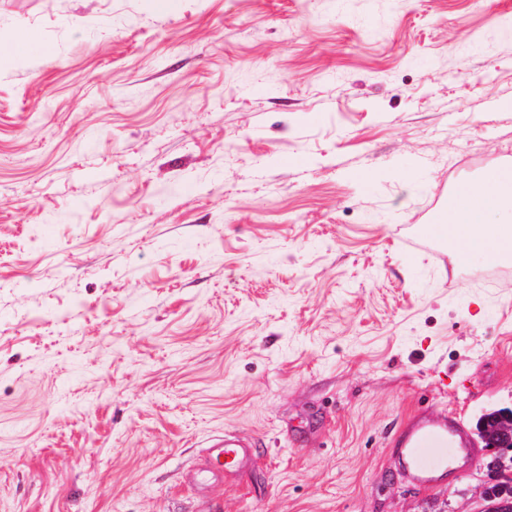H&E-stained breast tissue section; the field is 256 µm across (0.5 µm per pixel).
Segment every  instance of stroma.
Instances as JSON below:
<instances>
[{"label": "stroma", "instance_id": "obj_1", "mask_svg": "<svg viewBox=\"0 0 512 512\" xmlns=\"http://www.w3.org/2000/svg\"><path fill=\"white\" fill-rule=\"evenodd\" d=\"M28 27L0 512H480L481 462L423 487L387 448L512 408V262L426 233L512 162V0H0ZM251 446V439L248 437L224 433V438L211 444L209 451L216 458L223 456L225 472L236 473L240 472L250 459Z\"/></svg>", "mask_w": 512, "mask_h": 512}]
</instances>
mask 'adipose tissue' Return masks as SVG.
I'll return each mask as SVG.
<instances>
[{"instance_id": "ef3b65f1", "label": "adipose tissue", "mask_w": 512, "mask_h": 512, "mask_svg": "<svg viewBox=\"0 0 512 512\" xmlns=\"http://www.w3.org/2000/svg\"><path fill=\"white\" fill-rule=\"evenodd\" d=\"M427 231L448 241L463 260L512 257V166L489 168L463 186L446 216Z\"/></svg>"}]
</instances>
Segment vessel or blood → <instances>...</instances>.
Returning a JSON list of instances; mask_svg holds the SVG:
<instances>
[{"label":"vessel or blood","instance_id":"obj_1","mask_svg":"<svg viewBox=\"0 0 512 512\" xmlns=\"http://www.w3.org/2000/svg\"><path fill=\"white\" fill-rule=\"evenodd\" d=\"M212 455L223 458V468L236 473L243 469L251 455L248 437L228 433L210 446ZM477 450L469 434L456 419L440 425L417 419L399 430L393 442L398 466L415 484L428 486L448 470V461L457 456L475 459Z\"/></svg>","mask_w":512,"mask_h":512}]
</instances>
